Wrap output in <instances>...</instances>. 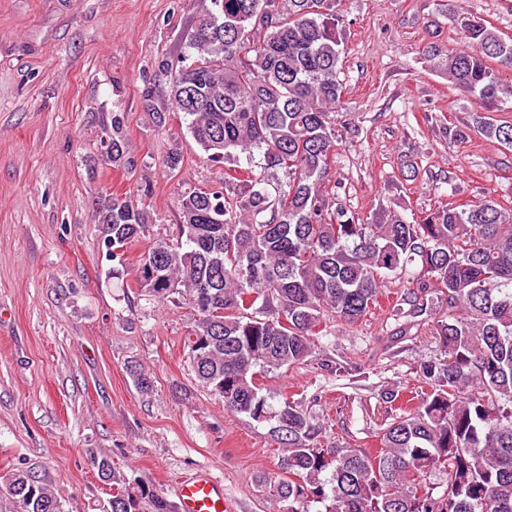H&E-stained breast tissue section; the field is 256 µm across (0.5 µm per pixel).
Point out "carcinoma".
I'll return each mask as SVG.
<instances>
[{
  "label": "carcinoma",
  "mask_w": 512,
  "mask_h": 512,
  "mask_svg": "<svg viewBox=\"0 0 512 512\" xmlns=\"http://www.w3.org/2000/svg\"><path fill=\"white\" fill-rule=\"evenodd\" d=\"M342 0H213L187 35V59L171 87L176 111L224 186L179 201L175 235L150 243L139 285L160 303L187 305L197 319L185 340L200 385L224 409L271 425L284 451L280 475L263 483L286 512H512V212L492 199L447 203L409 220L396 209L360 222L330 203L326 183L339 146L336 112L345 87ZM273 5V16L257 22ZM467 46L432 40L430 70L488 115L478 131L512 147V122L493 118L512 98V39L463 17ZM125 116L104 129L107 156L127 165ZM102 245L126 261L145 236L144 212L126 195L98 201ZM420 261L425 279H407ZM448 289L461 315L442 325L444 357L421 366L419 385L388 392L392 412L376 448L324 442L288 397L269 402L259 379L300 364L333 317L352 325L381 307L392 281ZM205 345L193 348V338ZM102 480L124 476L106 460ZM443 477L433 494L430 477ZM12 512H62L55 488L26 471L8 479ZM110 512H172L140 487Z\"/></svg>",
  "instance_id": "carcinoma-1"
}]
</instances>
